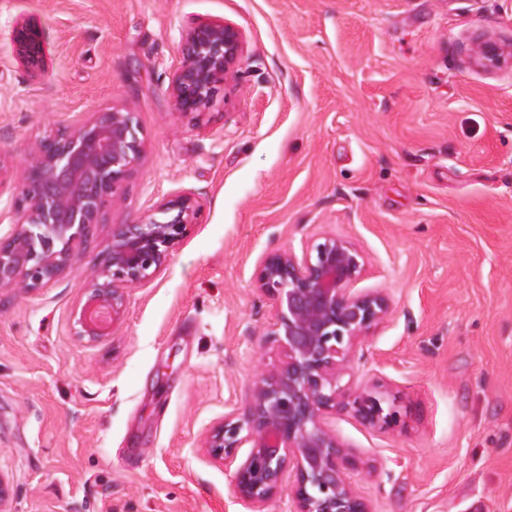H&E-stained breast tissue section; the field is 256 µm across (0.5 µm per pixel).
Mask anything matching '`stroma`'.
<instances>
[{
  "instance_id": "1",
  "label": "stroma",
  "mask_w": 512,
  "mask_h": 512,
  "mask_svg": "<svg viewBox=\"0 0 512 512\" xmlns=\"http://www.w3.org/2000/svg\"><path fill=\"white\" fill-rule=\"evenodd\" d=\"M210 18L247 51L197 119L170 83ZM31 22L37 76L14 54ZM486 41L502 66L475 63ZM110 108L143 140L120 201L75 270L0 290V512H250L204 442L280 356L263 255L326 234L393 305L350 367L397 423L329 418L371 471L360 493L374 512H512V0H0L1 231L35 143ZM182 191L201 210L165 266L110 335H79L113 227ZM17 58L33 75L41 74L46 65V50L34 24H26L14 32Z\"/></svg>"
}]
</instances>
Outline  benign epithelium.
Masks as SVG:
<instances>
[{
	"mask_svg": "<svg viewBox=\"0 0 512 512\" xmlns=\"http://www.w3.org/2000/svg\"><path fill=\"white\" fill-rule=\"evenodd\" d=\"M14 42L19 62L41 74L46 50L37 27L16 29ZM245 49L242 31L220 18L188 31L171 81L175 110L208 111L217 87L234 78ZM478 63L501 65L499 48L482 45ZM140 134L133 113L111 108L40 140L24 169L20 214L0 235L1 289L34 291L76 265L101 210L118 198L142 157ZM199 209L191 194L182 193L162 199L140 222L112 230L89 274L79 335L110 334L123 315L126 291L166 264ZM365 265L363 252L335 235L319 238L301 258L279 249L260 262L254 288L276 305L269 335L280 342V358L258 371L248 407L225 414L206 440L233 471L234 490L252 512H264L289 479L294 512H372L352 481L359 465L327 422L338 410L379 429L397 418L383 408L384 392H362L349 379L353 350L391 315L384 290L354 288ZM239 448L249 449L240 461Z\"/></svg>",
	"mask_w": 512,
	"mask_h": 512,
	"instance_id": "benign-epithelium-1",
	"label": "benign epithelium"
}]
</instances>
